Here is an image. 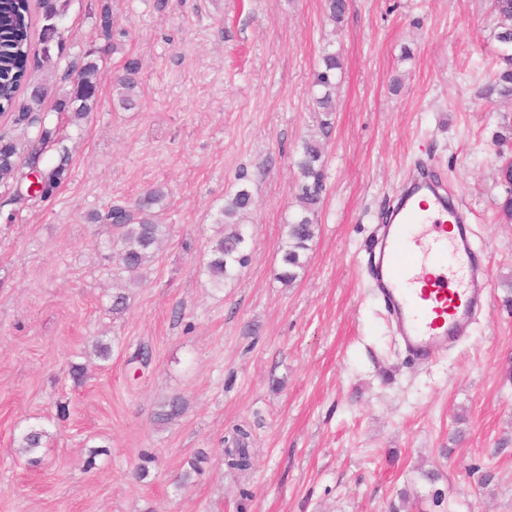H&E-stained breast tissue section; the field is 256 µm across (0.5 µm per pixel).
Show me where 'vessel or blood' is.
Instances as JSON below:
<instances>
[{
    "label": "vessel or blood",
    "instance_id": "b4317fda",
    "mask_svg": "<svg viewBox=\"0 0 512 512\" xmlns=\"http://www.w3.org/2000/svg\"><path fill=\"white\" fill-rule=\"evenodd\" d=\"M466 216L429 184L405 190L384 225L371 269L394 334L408 356L427 363L464 337L487 301L483 283L460 276L469 255Z\"/></svg>",
    "mask_w": 512,
    "mask_h": 512
}]
</instances>
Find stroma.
<instances>
[{"label":"stroma","mask_w":512,"mask_h":512,"mask_svg":"<svg viewBox=\"0 0 512 512\" xmlns=\"http://www.w3.org/2000/svg\"><path fill=\"white\" fill-rule=\"evenodd\" d=\"M57 3L54 18L34 11L28 65L43 88L35 111L59 130L36 167L69 156L54 196L29 188L34 130L0 119L20 147L16 180L0 186V512H512V225L497 177L512 97L488 92L500 66L492 0H348L339 26L325 0ZM49 24L59 42H43ZM327 49L342 70L326 190L288 287L276 275L298 208L294 159L316 129ZM88 53L97 105L75 124L57 102ZM131 59L140 96L125 110L112 84ZM243 172L251 259L217 289L199 267ZM426 173L467 215L489 303L463 341L421 364L403 354L369 267L399 190ZM155 186L168 234L128 286L105 246L116 230L89 216ZM118 286L129 300L116 313ZM143 345L145 367L133 361ZM174 397L183 414L157 421ZM31 426L49 434L35 467L17 451ZM238 426L250 432L244 473L224 464Z\"/></svg>","instance_id":"obj_1"}]
</instances>
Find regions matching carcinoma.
I'll return each instance as SVG.
<instances>
[{
    "label": "carcinoma",
    "mask_w": 512,
    "mask_h": 512,
    "mask_svg": "<svg viewBox=\"0 0 512 512\" xmlns=\"http://www.w3.org/2000/svg\"><path fill=\"white\" fill-rule=\"evenodd\" d=\"M494 8L501 23L497 40L501 46L500 57L512 61V0H494ZM32 17L29 0H0V113L13 112V124L25 128L38 126V142H53L58 137L57 128L32 112V105L41 97L39 88H29L28 60L31 52ZM97 64L92 60L81 63L76 82L69 95L60 100L58 110L70 113L71 120H82L94 106L96 98ZM342 69L340 53L327 51L314 73L313 84L324 89L314 98L318 109L317 130L302 141L294 161L299 181L296 185L298 211L286 222L285 239L281 245V265L277 279L285 286L293 285L304 273L308 252L317 236L316 215L325 191V163L322 140L332 130L335 101L332 89L336 84V72ZM138 66L128 63L125 72L118 77L114 90L118 102L125 109L135 106L138 96ZM489 93L504 97L512 96V68L505 67L495 75ZM19 154L18 144L0 136V184L14 178ZM40 189L38 194L48 198L69 177L68 157L62 156L58 164L46 171H37ZM241 185L230 194L216 218L221 226L203 263L202 271L217 288L235 279L249 260L247 239L234 222V218L250 209L253 197L246 186L247 175L238 176ZM166 193L161 187L146 190L133 207L114 205L106 215V221L120 230L118 240L112 242L118 267L127 275L128 282L137 283L143 271L155 258L156 248L166 234V225L159 223L156 208L162 206ZM185 409L182 399L175 397L161 405L156 413L160 421H171ZM48 433L40 428H30L18 438V452L30 465L41 462L39 453L46 447ZM226 465L238 471L251 466L249 449L238 447L227 453Z\"/></svg>",
    "instance_id": "carcinoma-1"
}]
</instances>
